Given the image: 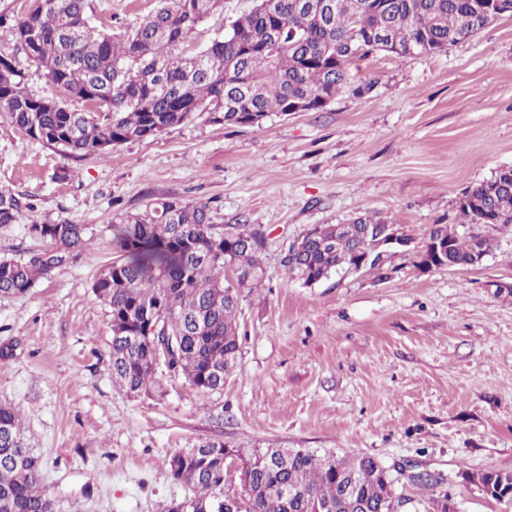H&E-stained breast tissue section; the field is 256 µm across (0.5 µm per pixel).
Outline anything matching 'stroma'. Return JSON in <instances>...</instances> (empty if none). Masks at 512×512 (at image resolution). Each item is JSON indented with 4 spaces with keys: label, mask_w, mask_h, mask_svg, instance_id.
I'll list each match as a JSON object with an SVG mask.
<instances>
[{
    "label": "stroma",
    "mask_w": 512,
    "mask_h": 512,
    "mask_svg": "<svg viewBox=\"0 0 512 512\" xmlns=\"http://www.w3.org/2000/svg\"><path fill=\"white\" fill-rule=\"evenodd\" d=\"M155 0H91L106 29ZM252 0H224L181 50L223 34ZM354 91L318 112L227 126L199 112L156 137L72 158L0 117V188L32 219L87 225L88 248L23 297L0 296V404L21 414L56 512H161L192 496L174 450L313 448L409 472L407 512L446 495L459 512H505L462 472L512 473V227H486L476 267L422 271L414 254L314 285L281 265L288 244L360 211L422 239L459 227V199L512 167V17L431 55L376 54ZM209 203L218 224H255L263 276L242 289L238 365L204 393L157 366L138 394L112 382V332L91 285L110 263L111 224L160 198Z\"/></svg>",
    "instance_id": "35a3bbf8"
}]
</instances>
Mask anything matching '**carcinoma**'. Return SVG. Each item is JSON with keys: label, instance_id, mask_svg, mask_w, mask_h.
I'll return each mask as SVG.
<instances>
[{"label": "carcinoma", "instance_id": "obj_1", "mask_svg": "<svg viewBox=\"0 0 512 512\" xmlns=\"http://www.w3.org/2000/svg\"><path fill=\"white\" fill-rule=\"evenodd\" d=\"M156 10L116 32L91 21L89 0H28L21 14L0 13V46L36 64L57 97H39L24 84L13 56L0 52V114L26 135L70 157L107 154L112 148L161 135L197 112H221L226 126H243L241 115L285 114L303 99L322 109L351 85L350 66L381 52L371 34L412 44L433 54L474 34L469 19H500L497 0H254L201 52H174L223 0H157ZM459 206L465 223L512 226V169H502L467 192ZM33 211L30 199L0 188V224H19ZM339 244L336 225L311 229L303 253L282 265L304 282L334 273L375 250L365 224L386 220L369 212L348 220ZM30 236L44 246L0 259V295L24 296L39 279L74 262L87 246L84 224L33 221ZM425 236L450 240L448 263L466 267L473 254L489 253L487 236L460 234L446 224ZM115 257L93 281L112 331V380L129 392L156 384L149 327L174 339L177 358L169 371L203 391H219L237 367L241 346L236 314L241 288L258 281L262 241L248 224L229 230L213 223L206 203L159 199L124 213L112 225ZM21 417L0 405V512H55L43 475L24 447ZM268 449L235 450L224 460V443L207 442L171 457L174 480L192 488L185 512H389L396 492L389 468L368 455L319 456L294 448L284 465L266 460ZM241 463L249 489L234 509L224 508V478ZM484 494L512 502V475L478 473ZM296 496L287 499L281 488Z\"/></svg>", "mask_w": 512, "mask_h": 512}]
</instances>
